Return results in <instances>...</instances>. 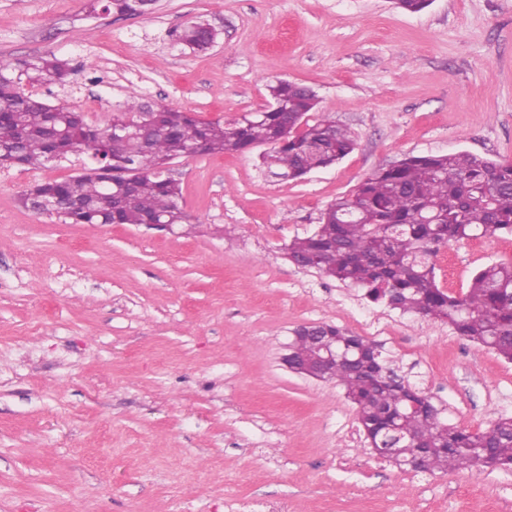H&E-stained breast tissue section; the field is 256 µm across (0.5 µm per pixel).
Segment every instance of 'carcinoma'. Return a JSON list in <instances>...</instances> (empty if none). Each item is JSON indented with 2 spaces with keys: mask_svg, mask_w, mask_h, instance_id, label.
<instances>
[{
  "mask_svg": "<svg viewBox=\"0 0 512 512\" xmlns=\"http://www.w3.org/2000/svg\"><path fill=\"white\" fill-rule=\"evenodd\" d=\"M154 0H88L91 11L141 15ZM394 7L418 13L433 0H392ZM170 37L198 53L218 37L204 20L170 31ZM70 63L50 55H34L0 65V156L19 152L21 164L38 169L50 153L61 163L81 155L83 144L99 139L101 160L91 162L94 174L35 183L22 198L52 200L73 193L83 207L62 219L64 224H142L169 215L184 223L181 188L160 171L200 143L206 154H243L265 145L263 164L274 176L300 179L308 167H329L354 150L350 132L327 117L309 122L317 105L313 89L278 80L268 85L271 100L287 112H256L232 122L205 120L191 110L156 105L159 129L134 146L114 137L108 126L99 135L88 129L83 113L52 104L23 89V83L63 86ZM144 102L131 92L119 108L138 116ZM134 169L135 189L123 193L106 178L105 166ZM512 234V162L498 163L468 152L409 155L374 170L348 197L321 214L314 232L288 245V258L303 268L362 288L374 303L402 313L448 323L466 339L512 361V263L481 269L468 291L452 295L434 279L439 247L477 235ZM329 336L336 345V367L328 380L342 386L356 405L358 423L367 441L391 445L398 459L420 456L422 471L512 469V417L502 416L477 432L450 427L427 396L409 404V382L383 358L377 371L364 364L366 340L328 323L295 330L289 352L302 364L316 350L310 333ZM475 448L485 452L476 454Z\"/></svg>",
  "mask_w": 512,
  "mask_h": 512,
  "instance_id": "cac0c4a2",
  "label": "carcinoma"
}]
</instances>
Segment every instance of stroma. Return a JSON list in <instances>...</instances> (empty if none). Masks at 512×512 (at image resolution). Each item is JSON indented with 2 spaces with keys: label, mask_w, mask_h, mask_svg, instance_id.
I'll return each mask as SVG.
<instances>
[{
  "label": "stroma",
  "mask_w": 512,
  "mask_h": 512,
  "mask_svg": "<svg viewBox=\"0 0 512 512\" xmlns=\"http://www.w3.org/2000/svg\"><path fill=\"white\" fill-rule=\"evenodd\" d=\"M205 54L169 33L196 18ZM53 54L74 68L39 96L106 125L135 91L231 121L270 83L310 86L355 148L299 181L258 150L171 163L193 230L63 224L24 208L75 157L0 168V512H512V471L418 473L376 458L342 387L283 363L293 331L332 323L377 344L448 426L512 416V363L447 324L376 305L294 265L287 246L376 168L466 151L512 162V0H0V65ZM439 287L465 294L512 236L442 246ZM88 8L91 11H97L100 8L105 13H115L119 15H141L151 9L155 0H87Z\"/></svg>",
  "instance_id": "obj_1"
}]
</instances>
